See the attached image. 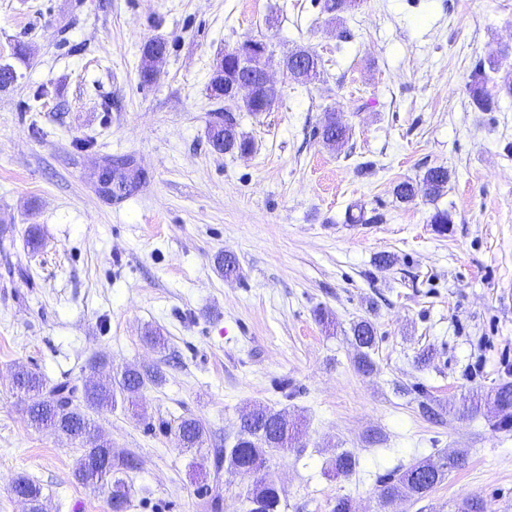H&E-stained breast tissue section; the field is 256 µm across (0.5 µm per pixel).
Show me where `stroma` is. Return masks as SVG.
Listing matches in <instances>:
<instances>
[{
  "mask_svg": "<svg viewBox=\"0 0 512 512\" xmlns=\"http://www.w3.org/2000/svg\"><path fill=\"white\" fill-rule=\"evenodd\" d=\"M322 2L0 0V58L28 48L0 90V512H26L20 475L51 512H110L104 490L75 480L76 445L31 428L12 389L16 365L80 385L98 356L165 374L140 416L121 404L94 416L139 459L129 512H207L214 486L222 512H244L254 477L214 472L210 450L232 446L253 403L301 425L265 464L282 512H330L341 495L356 512H457L474 497L512 512V425L464 410L512 381V97L478 112L468 91L490 57L492 82L512 78V0H362L336 23ZM156 37L166 55L144 84ZM248 38L269 46L277 99L234 115L250 154L218 153L209 75ZM300 46L322 82L283 80ZM329 109L352 132L339 151L317 133ZM436 165L451 173L441 197L396 201L397 182ZM124 168L133 183L106 193L102 170ZM438 208L453 216L444 235ZM359 213L368 223H351ZM228 253L238 275L221 272ZM361 318L377 329L368 376L351 343ZM150 329L163 347L144 341ZM182 416L205 424L204 447L160 429ZM343 450L357 468L329 476ZM456 452L464 467L425 500L381 506L379 476Z\"/></svg>",
  "mask_w": 512,
  "mask_h": 512,
  "instance_id": "35a3bbf8",
  "label": "stroma"
}]
</instances>
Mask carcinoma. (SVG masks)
Returning <instances> with one entry per match:
<instances>
[{
    "instance_id": "cac0c4a2",
    "label": "carcinoma",
    "mask_w": 512,
    "mask_h": 512,
    "mask_svg": "<svg viewBox=\"0 0 512 512\" xmlns=\"http://www.w3.org/2000/svg\"><path fill=\"white\" fill-rule=\"evenodd\" d=\"M360 0H324L323 11L330 14V20L338 19V14L355 8ZM311 58L308 68L292 73V79L307 85L320 77L319 59L306 52ZM224 69L210 83V96L224 101V111L264 112L276 100V90L267 84L258 70L252 69L253 90L250 97L238 98L234 94L235 85L245 75L239 59L225 54ZM490 77L485 63L478 62L471 74L469 84L473 108L479 112H492L496 109L499 93L512 97V81H507L493 91L489 89ZM319 135L327 146L339 150L348 142L350 130L329 112L319 129ZM209 138L213 146L226 153L252 151V142L241 134L233 118L226 115L211 123ZM450 174L442 166H431L425 170L418 182L403 180L393 188L394 196L403 203L413 201L418 193L436 199L448 187ZM353 340L359 350L355 367L362 374H370L375 364L369 350L376 343V328L366 319L354 322ZM163 371L159 365H127L116 375H107L83 385L84 405L70 408L66 400L78 390V386L68 381L51 387L43 375L27 366L20 365L13 376L16 392L31 399L27 408L30 426L48 429L65 436L81 447L73 469L75 478L92 487L105 490L111 512H128L130 508V488L121 474L135 469V458L128 451H116L112 443L102 440L96 433L95 425L87 415L88 410L112 408L118 402L136 405L140 392L149 385H159L163 381ZM504 414L501 423L512 422V381H505L468 407V412L476 415L482 407ZM174 435L180 448L203 447L208 434L204 423L187 417L173 425L163 423ZM300 435L298 422L288 415L264 404H253L240 416L236 441L231 448L215 453V471L226 467L243 475H256L265 467L267 455L274 451L286 452L294 447ZM465 464L462 454L442 456L437 459L424 458L402 472H392L379 478L378 499L384 506L398 499L411 498L420 501L442 483L448 472ZM357 466V459L347 451L336 454L331 460L330 469L334 476H347ZM14 491L21 494L28 504V512H48L46 498L40 486L28 477L20 475L13 482ZM281 489L274 479L262 476L256 480L245 498V512H281Z\"/></svg>"
}]
</instances>
